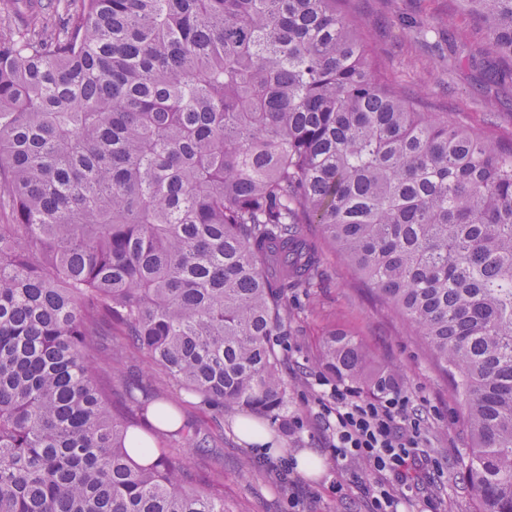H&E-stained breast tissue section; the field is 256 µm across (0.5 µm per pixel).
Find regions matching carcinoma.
Instances as JSON below:
<instances>
[{
    "label": "carcinoma",
    "instance_id": "carcinoma-1",
    "mask_svg": "<svg viewBox=\"0 0 512 512\" xmlns=\"http://www.w3.org/2000/svg\"><path fill=\"white\" fill-rule=\"evenodd\" d=\"M347 2L55 0L0 30V512H224L183 457L130 453L165 401L112 368L113 337L288 430V289L325 256L303 224L426 340L478 512H512V141L422 111ZM457 5L512 77V0ZM318 366L369 382L341 331Z\"/></svg>",
    "mask_w": 512,
    "mask_h": 512
}]
</instances>
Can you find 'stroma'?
<instances>
[{
	"instance_id": "1",
	"label": "stroma",
	"mask_w": 512,
	"mask_h": 512,
	"mask_svg": "<svg viewBox=\"0 0 512 512\" xmlns=\"http://www.w3.org/2000/svg\"><path fill=\"white\" fill-rule=\"evenodd\" d=\"M350 15L359 23L366 49L381 72L408 95L421 99L426 111L447 113L477 135L512 138V79L488 78L486 71L495 60L492 49L484 48L472 63L446 64L447 28L455 27L462 34L474 26L469 16L449 15L448 0H353ZM422 21L435 27L424 41L411 34ZM288 307L294 313L288 323L292 349L282 373L293 387L288 416L302 426L286 434L274 424L269 430L276 447L292 453L316 449L325 465L319 478L294 472L280 480L256 462L237 435L239 413L225 409L223 447L207 456L187 457L194 473L223 484L225 512H369L359 485L337 489V474L328 463L332 435L317 416L316 361L322 337L333 329L354 336L367 357L370 375L398 381L422 418L425 448L439 467L427 469L412 483L410 497L417 512H477V502L459 474L472 443L466 409L422 338L381 304L356 269L331 249L313 296L289 293ZM126 371L152 377L182 419L210 427L211 410L197 400H186L144 355L128 359Z\"/></svg>"
}]
</instances>
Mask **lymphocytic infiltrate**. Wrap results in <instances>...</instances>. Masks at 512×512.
Segmentation results:
<instances>
[{
    "instance_id": "lymphocytic-infiltrate-1",
    "label": "lymphocytic infiltrate",
    "mask_w": 512,
    "mask_h": 512,
    "mask_svg": "<svg viewBox=\"0 0 512 512\" xmlns=\"http://www.w3.org/2000/svg\"><path fill=\"white\" fill-rule=\"evenodd\" d=\"M317 384V404L332 434L337 469L364 466L372 476L363 487L370 512H398L403 498L395 494V486H408L412 472L426 460L420 420L409 414V395L393 383L374 398L323 377Z\"/></svg>"
}]
</instances>
